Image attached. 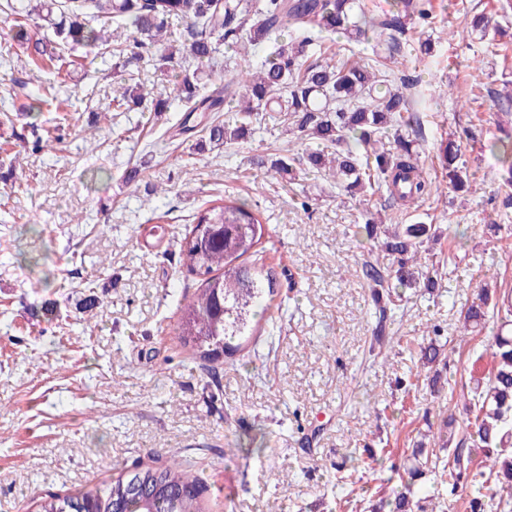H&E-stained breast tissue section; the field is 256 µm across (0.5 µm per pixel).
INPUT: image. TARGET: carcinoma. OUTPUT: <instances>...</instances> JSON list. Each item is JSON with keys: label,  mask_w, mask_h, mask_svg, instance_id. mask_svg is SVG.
<instances>
[{"label": "carcinoma", "mask_w": 512, "mask_h": 512, "mask_svg": "<svg viewBox=\"0 0 512 512\" xmlns=\"http://www.w3.org/2000/svg\"><path fill=\"white\" fill-rule=\"evenodd\" d=\"M394 9L383 17L366 18L359 0H7L13 16L12 38L30 50L35 64L53 60L66 47L94 49L103 43L91 22L106 14L118 28L132 27L118 54L126 62L154 58L165 73L178 66L170 80L169 95L123 92L117 107L128 111L166 112L177 105L182 116L176 127L183 133L196 112H222L232 104L228 118L214 119L203 127L205 140L214 147L244 138L261 112H287L296 126L297 138L309 140L305 164L309 171L332 180L348 196L386 187L397 201L413 203L431 192L417 163L415 149L419 117L410 111L399 91L373 95L387 82L378 60L343 61L334 65L308 61L311 33H341L352 40H367L379 34L388 38V51L400 49L407 24L417 17L428 19L419 0H393ZM36 18L43 37L29 36L27 21ZM172 19L186 23L188 39L174 44L167 38ZM287 27L289 37L274 36ZM271 43V52L255 72L241 70L232 85L215 84L214 67L224 48L260 47ZM54 85L29 95V113L41 115L45 108L66 103L51 93ZM391 147H385V143ZM503 171L497 194L505 206L512 205V133L489 145ZM437 158L456 192L470 189L469 170L462 159L461 141H440ZM296 158L288 155L261 159L258 164L276 174L294 178ZM271 235L260 212L248 202L232 197L218 199L192 215L189 228L179 240L180 264L194 276L197 288L182 295L181 322L175 329L179 345L193 362L210 363L224 355L245 351L261 335L269 321L272 302L281 288L293 292V277L281 282L275 267L265 262L264 243ZM438 240L430 224H403L384 232L379 251L391 265L370 253L360 264V279L374 302V336L369 350L371 364L389 361L394 345L390 326L401 314L398 288L424 280L430 289L438 284L442 270L456 263L449 254L439 264L426 261L429 243ZM496 324L488 343L493 368L484 375H470L462 434L443 421L441 439L451 445L445 457H432L423 441L414 444L403 463L407 479L394 498L381 499L371 512H413L415 482L432 473L448 482V494L457 497L464 488L463 472H472V482L482 494L469 499V512H512V291L482 286L462 321L463 334ZM441 328L433 326L427 344L419 347L422 367L434 369L432 385L440 370L448 368L446 344L439 341ZM202 479L178 462L164 466H140L75 494L48 492L37 502V512H206Z\"/></svg>", "instance_id": "obj_1"}]
</instances>
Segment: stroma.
<instances>
[{"label": "stroma", "instance_id": "obj_1", "mask_svg": "<svg viewBox=\"0 0 512 512\" xmlns=\"http://www.w3.org/2000/svg\"><path fill=\"white\" fill-rule=\"evenodd\" d=\"M504 2L425 0L430 23H415L386 62L393 88L419 117L429 180H442L432 144L475 132L462 145L471 192L446 189L409 208L383 188L350 197L316 173L289 180L259 168L257 159L278 149L305 150L283 112L260 113L244 142L193 154L201 130L182 134L172 113L157 118L112 104L123 85L165 93L168 77L153 60L105 75L82 48L69 54L77 63L69 107L38 119L37 132L57 137V149L32 152L28 94L56 73L31 65L10 36L11 16L0 11V58L11 61L0 66V98L12 118L0 124V159L24 157L21 169L0 173V512H34L45 492L71 494L133 462L160 465L173 455L207 485L208 512H368L377 492L399 485L390 465L410 454L412 439L423 437L430 449L428 431L441 420L464 424L457 389L491 329L454 348L446 387L423 381L407 392L399 381L414 370L410 351L428 342L430 325L453 339L480 286L512 289V209L491 199L500 167L486 147L512 127V8ZM479 13L501 34L451 36ZM312 38L322 64L385 48L339 34ZM426 39L429 57L419 51ZM133 167L141 172L134 192L121 182ZM225 196L258 208L273 237L268 264L290 269L301 290L281 332L258 339L273 344L271 358H224L212 375L188 361L175 336V297L195 288L177 240L198 209ZM77 212L83 223H72ZM369 214L386 224L436 225L435 252L459 257L437 291L410 290L393 329L411 349L389 368L367 360L373 301L356 269L377 246L357 231ZM489 224L502 225L499 236L486 232ZM103 255L110 267L93 277ZM256 432L262 455L225 456ZM340 465L361 476L348 496L334 487Z\"/></svg>", "mask_w": 512, "mask_h": 512}]
</instances>
